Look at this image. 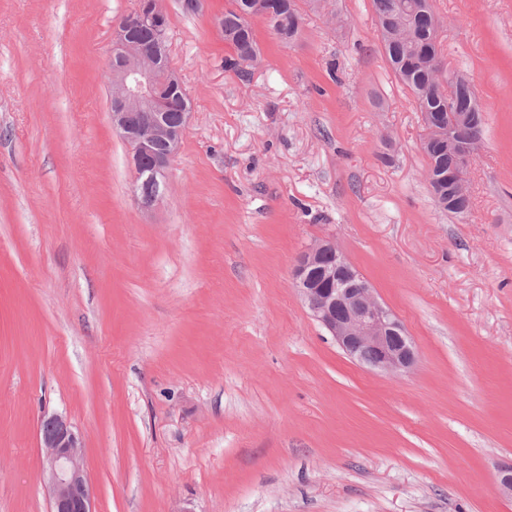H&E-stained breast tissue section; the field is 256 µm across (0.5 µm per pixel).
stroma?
<instances>
[{"instance_id": "stroma-1", "label": "stroma", "mask_w": 512, "mask_h": 512, "mask_svg": "<svg viewBox=\"0 0 512 512\" xmlns=\"http://www.w3.org/2000/svg\"><path fill=\"white\" fill-rule=\"evenodd\" d=\"M296 39L229 0H164L190 96L153 209L107 62L137 0H0V512H49L37 424L80 431L95 512H512V0H434L486 115L472 205L441 210L372 0ZM333 238L401 319L413 369L354 362L294 288ZM246 1L231 0V8L224 11V28H222L224 41L233 50V54L224 59V66L234 70L242 78H246L249 72L238 68L237 59L250 55L241 65V67L246 69V67L253 65L257 61V57L252 56V54L259 52L251 23L252 18L256 16L244 18L240 15V12L245 9Z\"/></svg>"}]
</instances>
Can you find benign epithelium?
I'll list each match as a JSON object with an SVG mask.
<instances>
[{
    "label": "benign epithelium",
    "instance_id": "benign-epithelium-1",
    "mask_svg": "<svg viewBox=\"0 0 512 512\" xmlns=\"http://www.w3.org/2000/svg\"><path fill=\"white\" fill-rule=\"evenodd\" d=\"M140 21L156 30L164 27L167 14L161 0H142ZM155 56L133 38L130 28L118 24L113 35L108 78L121 92L111 94L113 128L128 143L135 169L134 196L144 208L163 196L165 171L176 156L190 112L179 113L172 124L159 111L161 98ZM460 83L458 74L442 68L437 87L451 98ZM475 147L458 144L457 166L448 183L468 194L466 172ZM291 279L312 317L332 335L351 359L373 369L400 373L410 369L416 353L397 314L382 304L374 289L331 239H321L294 259ZM42 468L51 501V512H94L93 490L84 462L79 431L63 415L45 413L39 422Z\"/></svg>",
    "mask_w": 512,
    "mask_h": 512
}]
</instances>
